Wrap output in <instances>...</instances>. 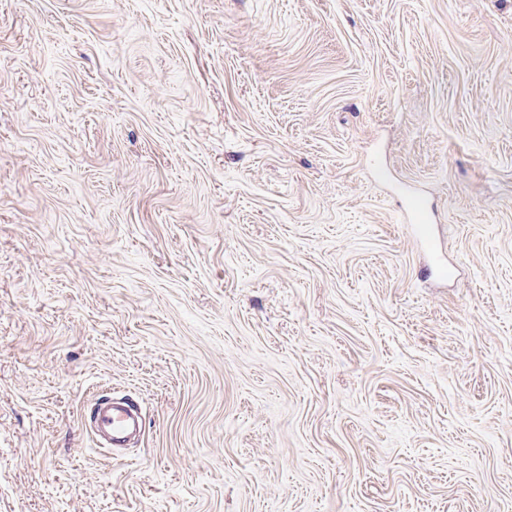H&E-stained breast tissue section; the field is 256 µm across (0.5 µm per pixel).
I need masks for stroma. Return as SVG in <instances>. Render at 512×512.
I'll return each mask as SVG.
<instances>
[{"mask_svg":"<svg viewBox=\"0 0 512 512\" xmlns=\"http://www.w3.org/2000/svg\"><path fill=\"white\" fill-rule=\"evenodd\" d=\"M0 512H512V0H0ZM403 219L412 224L416 238L423 243L432 244L434 242V231L431 224H428V217L419 203L412 199L403 211ZM91 412L94 433L110 446L121 447L132 435L146 431L144 416L130 404L103 399L93 405Z\"/></svg>","mask_w":512,"mask_h":512,"instance_id":"stroma-1","label":"stroma"}]
</instances>
